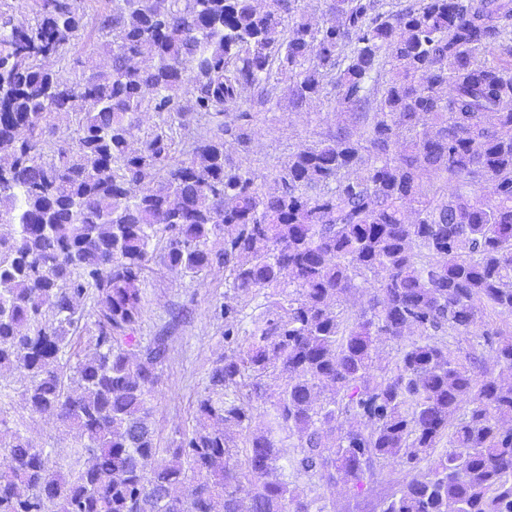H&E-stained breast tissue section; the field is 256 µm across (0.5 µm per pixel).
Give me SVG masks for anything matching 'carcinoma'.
<instances>
[{
  "instance_id": "cac0c4a2",
  "label": "carcinoma",
  "mask_w": 512,
  "mask_h": 512,
  "mask_svg": "<svg viewBox=\"0 0 512 512\" xmlns=\"http://www.w3.org/2000/svg\"><path fill=\"white\" fill-rule=\"evenodd\" d=\"M326 13L112 0L97 18L110 65L72 78L44 61L84 27L77 0H40L22 22L0 0V372L25 370L29 411L79 435L64 472L53 449L0 434V512H327L336 483L371 491L385 465L406 479L378 512H512V0ZM328 84L351 123L300 144L272 192L224 151L249 143L246 111L175 157L190 114L222 115L248 89L301 108ZM58 112L71 124L50 142ZM144 112L161 123L141 138ZM153 262L222 267L233 295L264 298L247 319L227 294L214 307L231 355L172 448L148 407L166 338L134 336ZM364 283L367 304L347 311ZM87 299L97 334L72 366ZM471 333L494 364L444 340Z\"/></svg>"
}]
</instances>
